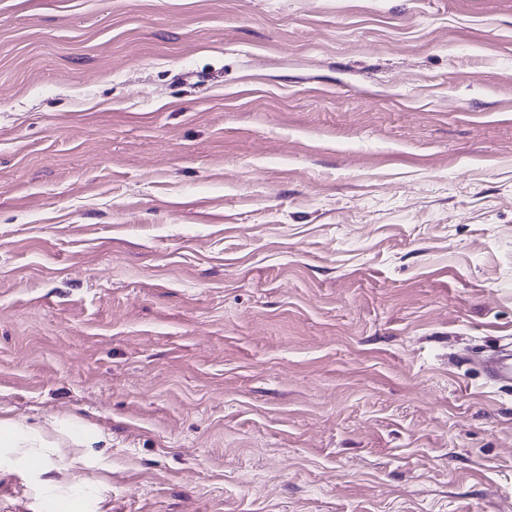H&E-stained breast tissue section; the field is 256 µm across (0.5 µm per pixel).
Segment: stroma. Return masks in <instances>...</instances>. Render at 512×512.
Segmentation results:
<instances>
[{"label": "stroma", "mask_w": 512, "mask_h": 512, "mask_svg": "<svg viewBox=\"0 0 512 512\" xmlns=\"http://www.w3.org/2000/svg\"><path fill=\"white\" fill-rule=\"evenodd\" d=\"M512 0H0V512H512ZM46 446L47 442L39 428L0 419V447L6 448L14 461L29 464L35 459L38 461V469H45L48 458L38 448Z\"/></svg>", "instance_id": "obj_1"}]
</instances>
